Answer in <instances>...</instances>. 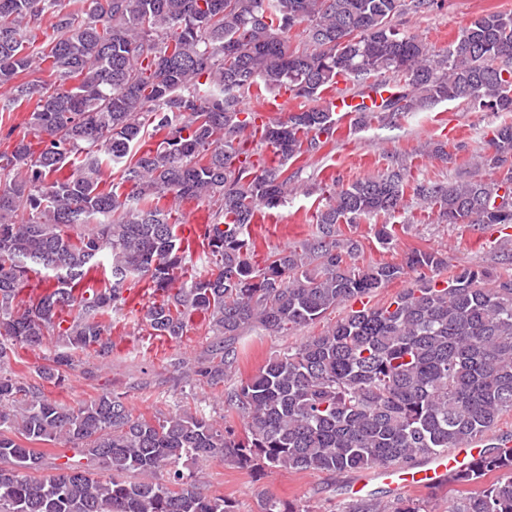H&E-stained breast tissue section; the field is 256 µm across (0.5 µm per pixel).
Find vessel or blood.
<instances>
[{"label":"vessel or blood","mask_w":512,"mask_h":512,"mask_svg":"<svg viewBox=\"0 0 512 512\" xmlns=\"http://www.w3.org/2000/svg\"><path fill=\"white\" fill-rule=\"evenodd\" d=\"M479 445L461 448L426 458L411 467H389L378 470V477L393 489L433 490L444 487L451 476L460 474L464 467L477 458Z\"/></svg>","instance_id":"obj_1"}]
</instances>
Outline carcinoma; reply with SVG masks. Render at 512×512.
Segmentation results:
<instances>
[{
	"instance_id": "cac0c4a2",
	"label": "carcinoma",
	"mask_w": 512,
	"mask_h": 512,
	"mask_svg": "<svg viewBox=\"0 0 512 512\" xmlns=\"http://www.w3.org/2000/svg\"><path fill=\"white\" fill-rule=\"evenodd\" d=\"M0 0V512H236L194 489L183 461L224 458L255 466L352 472L408 466L486 439L479 458L448 486L451 512H512V271L454 267L414 250L400 263L359 267L362 250L339 225L391 217L406 189L440 224L512 225V120L501 123L481 177L413 181L395 162L334 193L316 231L294 248L254 260L249 227L280 206L298 181L287 162L337 131L323 93L349 81L387 95L354 126L445 101L512 115V12L474 17L438 49L394 23L437 0ZM53 19L47 44L25 31ZM306 25V47L290 32ZM49 72L51 79L42 77ZM284 91L306 101L284 119H261L243 99ZM34 102L27 133L4 120ZM279 161L266 163L262 150ZM129 191L119 193L112 175ZM212 203L193 234L178 233L168 198ZM502 204H497V200ZM203 249L209 269L188 274ZM411 288L269 359L225 400L220 426L201 412L147 417L104 393L76 409L7 373L17 346L60 336L105 359L106 319L147 284L150 335L184 336L197 316L224 340L195 371L211 386L237 362L236 341L255 325L287 336L340 304L370 297L407 271ZM71 356L38 377L60 385ZM61 438L102 479L69 462L43 475L34 442ZM167 470V477L158 473ZM481 486L462 495V489ZM348 512H421L359 499Z\"/></svg>"
}]
</instances>
